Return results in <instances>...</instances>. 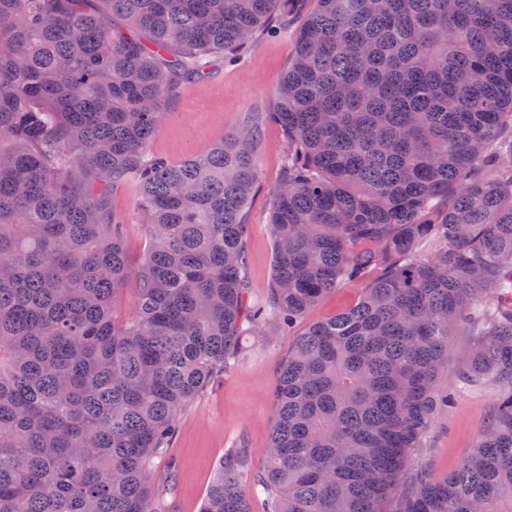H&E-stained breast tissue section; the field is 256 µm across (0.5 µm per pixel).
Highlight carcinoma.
<instances>
[{
    "label": "carcinoma",
    "mask_w": 512,
    "mask_h": 512,
    "mask_svg": "<svg viewBox=\"0 0 512 512\" xmlns=\"http://www.w3.org/2000/svg\"><path fill=\"white\" fill-rule=\"evenodd\" d=\"M306 0H0V512H163L155 460L178 414L269 321L309 325L275 382L264 464L219 460L200 512H512V0H312L268 119L271 288L251 305L248 125L172 163L150 144L184 84ZM137 188L131 264L110 196ZM134 284L135 315L114 304ZM503 387L442 481L409 461L443 401Z\"/></svg>",
    "instance_id": "cac0c4a2"
}]
</instances>
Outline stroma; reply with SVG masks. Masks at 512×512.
<instances>
[{"label":"stroma","mask_w":512,"mask_h":512,"mask_svg":"<svg viewBox=\"0 0 512 512\" xmlns=\"http://www.w3.org/2000/svg\"><path fill=\"white\" fill-rule=\"evenodd\" d=\"M292 48L293 36L286 33L258 38L239 64L215 57L207 81L178 91L151 145L153 153L178 162L206 151L248 123L259 124V179L246 213L244 241L248 258L245 279L255 304L264 301L272 283L271 193L280 181L286 154L283 131L266 121L265 114L272 109ZM112 208L126 216L128 252L131 260H138L148 246L149 235L136 210L135 190L113 195ZM266 329L267 337L246 339L245 358L180 413L169 449V457L176 464L175 485L166 496L169 512H199L214 469L227 449L246 447L252 466H262L273 422L275 378L295 340L294 334L275 323H267ZM475 346L476 339L467 330L453 336L441 382L454 390L455 401L435 413L422 448L410 461V473L423 472L436 481L445 479L469 456L487 428L497 407L499 388L490 382L464 389L457 383L458 370Z\"/></svg>","instance_id":"obj_1"}]
</instances>
